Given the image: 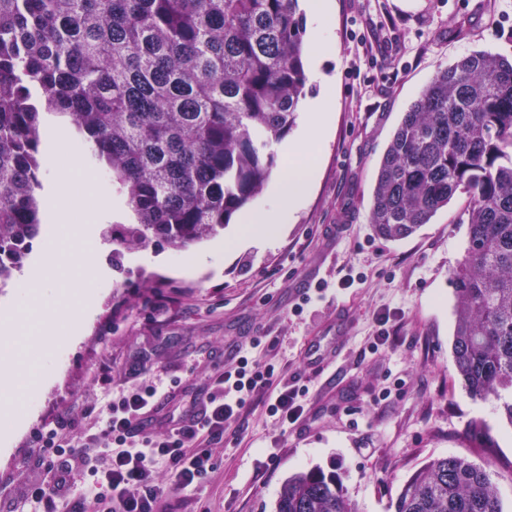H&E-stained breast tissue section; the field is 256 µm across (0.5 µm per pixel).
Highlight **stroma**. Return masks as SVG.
I'll return each mask as SVG.
<instances>
[{
	"label": "stroma",
	"instance_id": "35a3bbf8",
	"mask_svg": "<svg viewBox=\"0 0 512 512\" xmlns=\"http://www.w3.org/2000/svg\"><path fill=\"white\" fill-rule=\"evenodd\" d=\"M331 4L325 25L335 51L321 64L324 80L309 78L306 87L307 98H329L330 132L305 200L271 244L212 254L192 277L178 271L189 254L165 246L123 253L113 265L109 220L92 227L85 249L98 270L95 315L25 430L0 453V512H41L31 489L50 453L38 434L54 423L75 436L84 430L86 411L106 400L95 378L102 356L112 358L113 380L145 371L191 398L253 336L262 339L258 361L299 375L305 417L285 430L263 404L249 405L240 442L213 449L212 473L172 495L171 512H275L282 482L312 467L336 472L356 512H393L409 477L450 455L485 466L503 512H512V428L495 403L472 399L455 377L451 273L466 247L467 227L455 218L467 200L456 198L398 242L375 236L368 222L380 159L434 75L475 50L512 57V0ZM147 280L171 295L166 308L139 295ZM342 304L355 320L342 354H329L327 370L308 366L310 341ZM383 310L395 339L374 351V317ZM476 419L494 438L490 451L471 438Z\"/></svg>",
	"mask_w": 512,
	"mask_h": 512
}]
</instances>
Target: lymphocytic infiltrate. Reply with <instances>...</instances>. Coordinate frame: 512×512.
Here are the masks:
<instances>
[{"instance_id": "f902f5d3", "label": "lymphocytic infiltrate", "mask_w": 512, "mask_h": 512, "mask_svg": "<svg viewBox=\"0 0 512 512\" xmlns=\"http://www.w3.org/2000/svg\"><path fill=\"white\" fill-rule=\"evenodd\" d=\"M261 344L252 338L239 349L233 366L210 376L202 390L209 403L203 418L167 415L164 433L143 431L140 423L160 398L155 382L145 380L122 388L106 405L102 426L73 443L61 428L48 429L44 447L53 449L55 460L33 494L43 512H165L162 490L183 492L197 487L212 468V449L226 435L235 434L244 408L255 401L280 424L300 421L305 408L301 388L275 381L273 365L260 366L251 359ZM81 460L91 477L77 497L66 494V476L74 460Z\"/></svg>"}]
</instances>
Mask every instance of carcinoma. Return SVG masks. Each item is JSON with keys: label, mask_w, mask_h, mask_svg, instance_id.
<instances>
[{"label": "carcinoma", "mask_w": 512, "mask_h": 512, "mask_svg": "<svg viewBox=\"0 0 512 512\" xmlns=\"http://www.w3.org/2000/svg\"><path fill=\"white\" fill-rule=\"evenodd\" d=\"M298 0H0V291L42 228L43 114L68 118L135 223L115 254L186 251L263 190L308 77ZM463 195L452 273L456 376L512 427V59L477 50L440 71L379 163L369 223L401 241ZM275 512H355L336 474L300 470ZM394 512H503L465 457L412 474Z\"/></svg>", "instance_id": "cac0c4a2"}]
</instances>
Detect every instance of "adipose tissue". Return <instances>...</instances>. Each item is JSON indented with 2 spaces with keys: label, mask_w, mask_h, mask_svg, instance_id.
Wrapping results in <instances>:
<instances>
[{
  "label": "adipose tissue",
  "mask_w": 512,
  "mask_h": 512,
  "mask_svg": "<svg viewBox=\"0 0 512 512\" xmlns=\"http://www.w3.org/2000/svg\"><path fill=\"white\" fill-rule=\"evenodd\" d=\"M327 109L328 100L323 96L308 103L301 134L285 147L291 165L278 185L282 205L242 214L238 246H258L268 242L277 224L282 223L285 208L298 204L307 195L317 173L316 165L310 164L309 159L329 129Z\"/></svg>",
  "instance_id": "ef3b65f1"
}]
</instances>
